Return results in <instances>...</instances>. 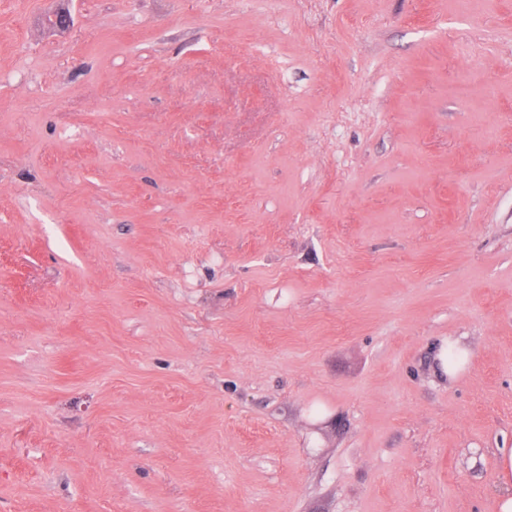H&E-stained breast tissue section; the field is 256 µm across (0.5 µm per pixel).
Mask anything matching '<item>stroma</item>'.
<instances>
[{
	"mask_svg": "<svg viewBox=\"0 0 512 512\" xmlns=\"http://www.w3.org/2000/svg\"><path fill=\"white\" fill-rule=\"evenodd\" d=\"M505 448L512 0H0V512H495ZM468 355V350L462 347L458 341L448 339L443 342L438 359L442 371L448 376L449 380L455 378L464 369L468 362Z\"/></svg>",
	"mask_w": 512,
	"mask_h": 512,
	"instance_id": "obj_1",
	"label": "stroma"
}]
</instances>
